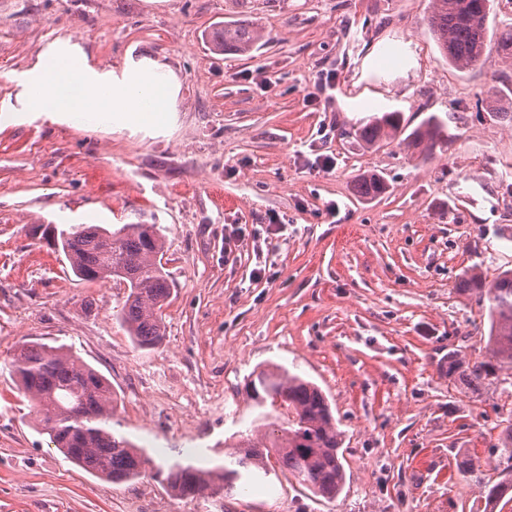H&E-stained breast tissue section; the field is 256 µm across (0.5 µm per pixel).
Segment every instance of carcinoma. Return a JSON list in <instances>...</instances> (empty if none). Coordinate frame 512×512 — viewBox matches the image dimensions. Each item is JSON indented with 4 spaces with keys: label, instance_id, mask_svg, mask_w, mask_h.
<instances>
[{
    "label": "carcinoma",
    "instance_id": "cac0c4a2",
    "mask_svg": "<svg viewBox=\"0 0 512 512\" xmlns=\"http://www.w3.org/2000/svg\"><path fill=\"white\" fill-rule=\"evenodd\" d=\"M464 2L432 0L428 23L442 53L460 70L480 58L488 32L487 22L476 24L467 18ZM262 38L252 23L239 20L215 32L212 42L218 51L246 54ZM445 129L444 120L433 114L407 134L401 113L393 111L369 117L354 135L373 147L404 133L407 147L424 153L443 137ZM356 190L362 197L376 198L387 193L388 185L378 174H364ZM59 240L60 252L80 279L110 278L128 288L120 321L135 346L145 350L160 345L165 336L162 309L171 288L162 264L166 242L156 225L125 224L113 232L99 226L73 227L59 231ZM458 290L488 302L487 347L492 361L470 364L452 351L448 369L461 370L467 385L481 386L494 380L496 371L512 370V270L501 272L489 285L478 274L466 273ZM9 368L32 402L37 425L54 447L74 465L107 482L138 479L151 465L154 476L182 497H232L237 484L251 481L258 470L266 477L288 476L327 500L338 497L345 487L342 438L327 397L317 384L282 366L254 373L248 387L258 406L288 407L287 425L264 432L260 439L242 438L235 444L237 451L210 469L181 462L157 466L143 449L112 433L115 398L110 383L64 347L24 342L11 353ZM496 471L495 479L487 481V499L512 501V418L498 446Z\"/></svg>",
    "mask_w": 512,
    "mask_h": 512
}]
</instances>
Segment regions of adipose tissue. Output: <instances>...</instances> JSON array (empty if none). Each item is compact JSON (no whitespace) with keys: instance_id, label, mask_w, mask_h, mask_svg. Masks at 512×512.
Instances as JSON below:
<instances>
[{"instance_id":"obj_1","label":"adipose tissue","mask_w":512,"mask_h":512,"mask_svg":"<svg viewBox=\"0 0 512 512\" xmlns=\"http://www.w3.org/2000/svg\"><path fill=\"white\" fill-rule=\"evenodd\" d=\"M16 111L71 122L84 113L130 129L163 127L176 112L181 84L157 60L127 59L117 69L95 64L80 44L57 39L16 78Z\"/></svg>"}]
</instances>
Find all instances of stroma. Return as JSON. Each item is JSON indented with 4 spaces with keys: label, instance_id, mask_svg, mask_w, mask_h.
<instances>
[{
    "label": "stroma",
    "instance_id": "1",
    "mask_svg": "<svg viewBox=\"0 0 512 512\" xmlns=\"http://www.w3.org/2000/svg\"><path fill=\"white\" fill-rule=\"evenodd\" d=\"M431 0H0V512H218L145 474L112 484L37 429L8 365L15 345L62 346L112 386V431L155 464L208 468L258 415L246 383L281 365L317 383L342 433L333 502L287 477L232 512H512L459 473H484L512 385L468 388L448 354L488 359L486 302L467 271L512 269V92L497 52L512 0H491L490 46L469 69L432 37ZM248 19L246 55L210 34ZM69 38L99 66L166 62L181 82L164 131L11 111L14 74ZM447 125L426 155L349 135L377 113ZM389 186L356 192L364 173ZM157 225L172 294L165 338L135 347L123 284L87 282L38 227Z\"/></svg>",
    "mask_w": 512,
    "mask_h": 512
}]
</instances>
